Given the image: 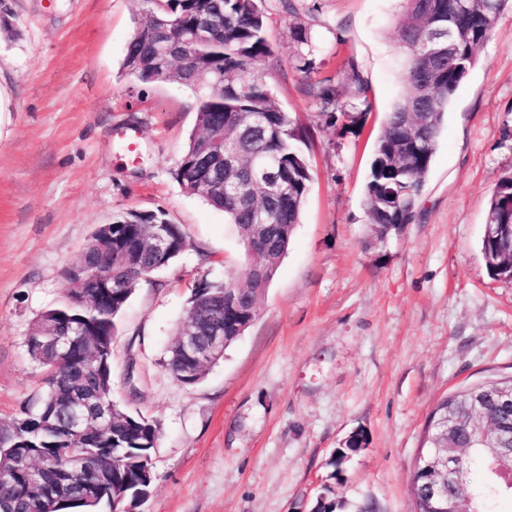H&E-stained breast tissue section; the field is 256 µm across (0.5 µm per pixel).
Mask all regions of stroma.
<instances>
[{
	"label": "stroma",
	"instance_id": "stroma-1",
	"mask_svg": "<svg viewBox=\"0 0 512 512\" xmlns=\"http://www.w3.org/2000/svg\"><path fill=\"white\" fill-rule=\"evenodd\" d=\"M293 3L288 14L264 0L273 55L252 74L306 131L301 221L254 323L187 388L164 360L194 287L245 272L235 226L176 179L196 96L125 75L139 0L4 2L0 419L43 388L25 340L62 301L96 225L162 211L187 234L185 252L139 283L112 344L113 400L161 426L140 512H311L323 493L336 512L368 500L415 512L436 403L512 376V280L492 278L481 252L490 194L512 168V4L452 99L415 220L380 242L365 183L384 114L411 91L397 39L404 0ZM298 26L311 46L295 40ZM349 56L368 99L341 70ZM327 77L343 106L332 120L309 90ZM357 435L363 447L333 474Z\"/></svg>",
	"mask_w": 512,
	"mask_h": 512
}]
</instances>
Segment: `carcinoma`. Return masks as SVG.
Wrapping results in <instances>:
<instances>
[{"mask_svg": "<svg viewBox=\"0 0 512 512\" xmlns=\"http://www.w3.org/2000/svg\"><path fill=\"white\" fill-rule=\"evenodd\" d=\"M509 0H405V17L398 28L401 45L409 50L406 77L411 93L397 101L381 122L366 183V201L373 234L383 242L416 216V204L423 192L424 178L432 166L437 135L445 121L455 91L477 63V51L489 38L500 13ZM142 11L128 42L123 67L126 74L147 84L164 79L181 84L196 94V116L204 124L193 129L180 159L176 179L190 195L206 200L224 211L246 238L252 225L264 218L265 251L249 263L245 277L222 281H201L192 303L199 305L188 323L203 334L209 321L219 315L224 320L226 345H231L256 319L258 301L268 288L285 256L308 191L310 172L307 161L296 146L303 131L285 112L275 97L256 77L246 73L273 55L265 34L263 0H142ZM199 24L210 29L207 41L191 42L189 33ZM166 27L173 50L166 51L152 35ZM457 28L463 39L456 44L453 57L435 58L422 49L429 35L439 29ZM356 93L367 98L370 88L354 59L344 64ZM313 93L321 107L333 116L337 106L332 79L318 82ZM261 121L251 138L240 142L238 160L224 166V184L207 182L194 161L217 137L228 143L239 131ZM271 161L277 174L276 193L256 189L240 198L226 189L237 181L251 162ZM488 209L502 224L500 233L482 239L481 250L489 274L512 279V169L503 172L493 189ZM164 232L172 250L157 256L148 247L153 230ZM187 236L178 224H171L161 211L130 212L112 224V292L94 303H82L66 296L65 301L41 314L61 321L54 335L37 336L40 355L29 353L44 372V389L27 402L20 413L0 422L19 425L18 434L0 445V459L14 463L13 484L0 485V512H43L24 496L23 489L42 457L64 463L81 453L86 467L61 485L56 475L45 479L46 488L67 495L80 491L87 480V468L103 461L110 492L130 500L140 489L153 484L152 450L160 436L158 422L143 414H119L109 427L91 424L86 435L76 439L67 425L66 405L71 392L96 396L104 410L112 408V337L115 320L137 286L133 277L165 267L187 248ZM101 261V248L89 242L83 263L94 272ZM239 296L233 313L224 311V289ZM78 324L86 332L72 350V359L58 356L57 347L66 339L62 321ZM165 367L183 387H192L205 374L202 365L190 366L179 352H168ZM512 384L511 378L480 383L487 398L480 411L471 412L469 388L441 399L429 416L428 424L451 414L462 420L454 444L464 449L460 468L471 512H491L503 497L512 496V485L497 473L496 461L481 448L466 449L467 425L472 421L490 423L512 434V405L499 404L492 394L498 386ZM430 473L418 470L413 478V494L419 512L428 506L422 488Z\"/></svg>", "mask_w": 512, "mask_h": 512, "instance_id": "1", "label": "carcinoma"}]
</instances>
